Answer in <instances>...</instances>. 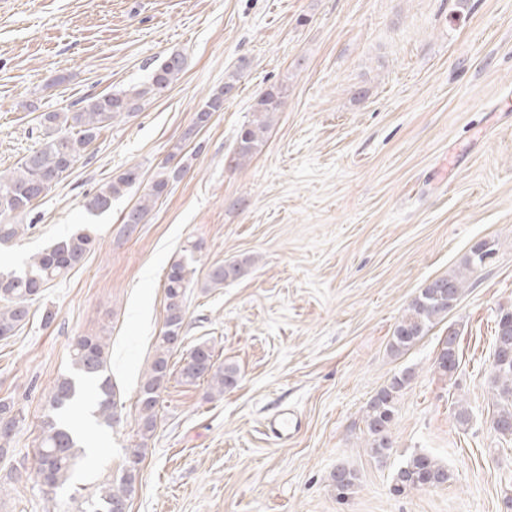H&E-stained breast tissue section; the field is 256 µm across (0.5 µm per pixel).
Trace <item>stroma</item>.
Returning <instances> with one entry per match:
<instances>
[{"mask_svg": "<svg viewBox=\"0 0 512 512\" xmlns=\"http://www.w3.org/2000/svg\"><path fill=\"white\" fill-rule=\"evenodd\" d=\"M174 52L186 58L178 80L103 128L0 252L11 270L77 228L95 238L0 339V400L20 411L0 454V512H76L35 471L47 393L79 335L109 339L119 420L89 430L76 484L119 476L139 442L135 401L163 326L164 276L189 248L184 341L129 512H505L512 440L492 428L491 379L496 321L512 311V0H0V170L40 148L42 113L141 84ZM232 72L235 95L187 138ZM274 84L287 89L282 110L261 151L234 167L237 135ZM179 142L188 168L144 223L122 222L137 188L87 212L101 185L131 166L151 179ZM484 241L495 256L447 318L392 351L420 290ZM242 258L245 276L203 288L211 266ZM451 329L460 365L447 379L434 361ZM202 341L238 371L224 394L178 375ZM405 371L382 463L366 447V408ZM284 412L297 428L282 440L270 424ZM416 452L451 480L393 494ZM340 464L360 478L346 501L331 485Z\"/></svg>", "mask_w": 512, "mask_h": 512, "instance_id": "35a3bbf8", "label": "stroma"}]
</instances>
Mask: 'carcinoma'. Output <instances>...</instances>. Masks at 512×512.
<instances>
[{
  "instance_id": "carcinoma-1",
  "label": "carcinoma",
  "mask_w": 512,
  "mask_h": 512,
  "mask_svg": "<svg viewBox=\"0 0 512 512\" xmlns=\"http://www.w3.org/2000/svg\"><path fill=\"white\" fill-rule=\"evenodd\" d=\"M185 59L180 54L165 57L150 73L148 80L126 91L95 96L82 108L73 112H44L40 124L45 130L46 141L42 148L25 156L13 170L0 171V216L20 218L32 211L34 202L46 195L66 178L84 157L88 145L100 129L117 119H123L141 110L144 102L170 87L182 73ZM236 74L225 78L224 87L209 95L196 114L220 112L224 109L227 95L236 87ZM285 93L272 86L263 92L252 109L251 119L237 136V146L232 157L234 166L241 167L265 144L274 117L281 111ZM184 145L174 146L170 158L178 159L174 165L164 164L153 178L142 184L139 168L130 167L100 188L88 201L87 207L105 212L112 202L124 196L131 188L143 186V194L131 209L124 223L141 224L145 221L153 203L167 194L170 184L181 178L189 156L183 154ZM29 224L0 223V247L7 246ZM95 239L83 230H77L52 244L45 251L30 257L18 271L0 272V339H7L28 321L30 304L40 297L50 285L65 277L81 265L94 248ZM492 246L481 243L471 250L466 259L465 272L450 274L429 282L421 289L398 320L390 347L395 352L409 349L431 327L444 320L451 304L457 302L463 290L466 273L484 266L492 258ZM250 260L228 262L211 268L203 282L205 288H222L227 280L245 276ZM191 261L181 259L169 267L163 288L166 305L163 329L152 361L145 371L137 394L136 406L139 417L140 444L126 456L118 482L99 486L80 512H113L118 505L129 506L135 491L139 465L143 461L147 442L152 438L157 424V406L165 384L169 381V359L175 348L182 343L185 321L184 300L187 289L193 284ZM107 337L84 335L77 338L72 349L73 374L64 376L53 384L47 395L54 415L41 428V440L37 448L39 464L37 481L50 492L73 485L79 461L86 456L87 446L82 428L72 421L79 411L99 429L112 427L116 420V402L112 380L108 374ZM457 358L456 338H445L441 343L435 370L443 377H453L455 367L450 361ZM185 384H193L203 378L218 394L236 381V369L214 361L212 349L200 344L190 351L180 372ZM408 385V376L396 375L368 404L365 426L367 447L373 457L382 460L391 448L390 425L395 417L396 402ZM493 398L497 412L492 428L502 438H512V323L497 322L494 352ZM17 417L13 406L0 402V453L12 438ZM448 467L429 453H416L406 459L396 470L394 491L437 488L448 482ZM359 483L357 473L345 466L332 474L336 497L348 499Z\"/></svg>"
}]
</instances>
